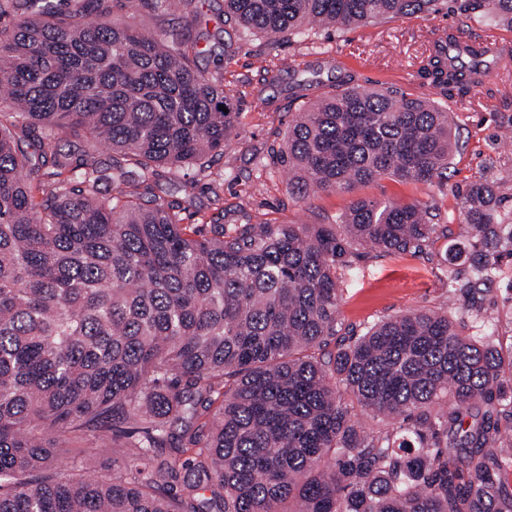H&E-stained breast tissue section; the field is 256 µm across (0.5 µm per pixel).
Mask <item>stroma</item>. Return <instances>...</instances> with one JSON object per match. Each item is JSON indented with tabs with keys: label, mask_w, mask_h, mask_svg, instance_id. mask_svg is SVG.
Listing matches in <instances>:
<instances>
[{
	"label": "stroma",
	"mask_w": 512,
	"mask_h": 512,
	"mask_svg": "<svg viewBox=\"0 0 512 512\" xmlns=\"http://www.w3.org/2000/svg\"><path fill=\"white\" fill-rule=\"evenodd\" d=\"M150 30H177L199 38L203 52L197 68L221 72L235 105V134L215 158L210 176H197L192 205L182 210L187 224H205L223 210L228 224H333L360 197L381 201L431 204L439 209L434 243L425 252L390 256L366 246L356 248L349 267L338 271V322L342 333L359 335L374 323L412 309L459 315L461 294L446 274L449 246H465L467 226L461 198L472 184L495 180L512 188V59L498 76L480 89L448 97L426 87L420 74L430 41L442 28L472 38L497 32L499 43L512 46V30L494 28L485 19L456 12L412 15L378 21L342 31H322L310 37L285 38L243 33L226 21L215 0H194L179 16L139 14ZM231 58L216 59L225 42ZM352 76L366 88H425L428 97L455 113L459 148L445 179L401 183L381 177L348 192H318L299 198L288 190V173L274 154L289 123L305 102L334 91ZM484 303L503 311L494 328L495 342L512 351V291L492 280Z\"/></svg>",
	"instance_id": "stroma-1"
}]
</instances>
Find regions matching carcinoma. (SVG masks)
<instances>
[{
	"label": "carcinoma",
	"mask_w": 512,
	"mask_h": 512,
	"mask_svg": "<svg viewBox=\"0 0 512 512\" xmlns=\"http://www.w3.org/2000/svg\"><path fill=\"white\" fill-rule=\"evenodd\" d=\"M449 1L512 28V0H224V15L292 35ZM34 2L11 0L7 24L0 9V512H512V354L436 311L336 339L353 245L420 252L433 208L360 198L341 233L180 223L158 169L205 171L234 130L198 42L115 22L108 0L43 18L25 15ZM129 2L164 16L193 0ZM506 54L450 36L420 73L464 95ZM451 119L419 94L339 84L297 114L277 159L301 198L431 183ZM69 135L76 156L55 148ZM461 213L469 273L451 262L448 280L485 328L497 316L476 296L512 282V195L473 183ZM75 438L86 447L60 465ZM98 451L110 469L87 466Z\"/></svg>",
	"instance_id": "obj_1"
}]
</instances>
